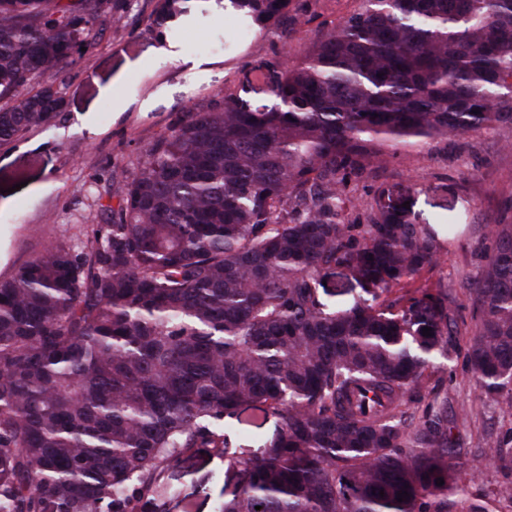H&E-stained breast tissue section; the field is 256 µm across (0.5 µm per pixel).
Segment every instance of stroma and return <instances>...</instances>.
Here are the masks:
<instances>
[{"mask_svg":"<svg viewBox=\"0 0 512 512\" xmlns=\"http://www.w3.org/2000/svg\"><path fill=\"white\" fill-rule=\"evenodd\" d=\"M157 0H134L110 17L95 46L64 74L65 106L54 124L36 128L0 146V280L13 277L44 247L86 239L107 203L115 170L132 173L149 143L176 125L184 113L215 109L225 91H240L245 74L260 59L295 58L321 32L356 6L355 0H292L288 37L255 32L237 35L236 19L222 0H190L185 15L156 29ZM173 45L177 60L155 69L156 48ZM203 58L208 73L193 80L184 58ZM129 104L116 111L113 91ZM512 128L470 133L451 141L403 145L388 162L372 168L353 194L359 220L378 187L388 186L425 223L450 216L455 230L441 235L439 262L425 277L443 283L455 298L451 358L439 360L406 396L422 411L434 395L448 398V436L455 447L475 448L512 432V405L487 403L466 362L469 339L479 321L473 291L492 247L491 226L512 222V150L502 149ZM222 459L199 451L175 484L183 498L172 512H216L222 500ZM470 490L512 489V476L480 455L457 471Z\"/></svg>","mask_w":512,"mask_h":512,"instance_id":"obj_1","label":"stroma"}]
</instances>
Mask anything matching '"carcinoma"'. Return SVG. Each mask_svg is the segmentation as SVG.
Instances as JSON below:
<instances>
[{
  "label": "carcinoma",
  "mask_w": 512,
  "mask_h": 512,
  "mask_svg": "<svg viewBox=\"0 0 512 512\" xmlns=\"http://www.w3.org/2000/svg\"><path fill=\"white\" fill-rule=\"evenodd\" d=\"M227 2L286 33L291 0ZM128 7L0 0V144L52 123L57 81ZM176 10L158 0L156 26ZM249 85L267 102L226 92L185 113L112 172L86 242L0 280V512H171L201 448L224 459L219 512H485L458 484L447 398L404 419L451 353L448 287H411L438 264L436 232L387 187L352 223L348 187L386 148L512 127V0H359ZM492 239L469 362L512 403V223ZM336 267L359 291L332 305ZM243 406L280 421L254 451ZM489 451L512 473L511 446Z\"/></svg>",
  "instance_id": "carcinoma-1"
}]
</instances>
